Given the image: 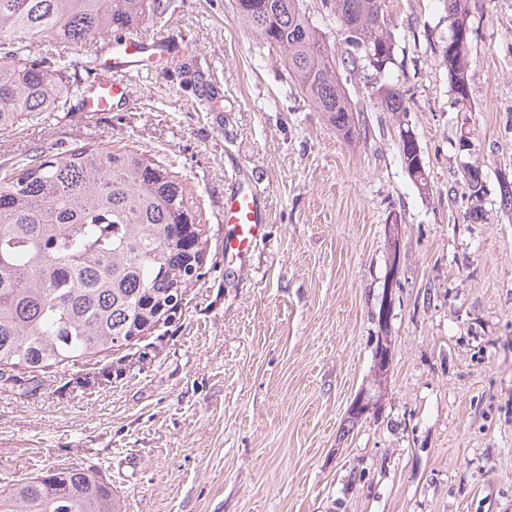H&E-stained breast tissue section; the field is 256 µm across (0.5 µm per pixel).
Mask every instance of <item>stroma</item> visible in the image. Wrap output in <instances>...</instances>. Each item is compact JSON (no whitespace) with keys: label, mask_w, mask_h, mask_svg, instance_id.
Masks as SVG:
<instances>
[{"label":"stroma","mask_w":512,"mask_h":512,"mask_svg":"<svg viewBox=\"0 0 512 512\" xmlns=\"http://www.w3.org/2000/svg\"><path fill=\"white\" fill-rule=\"evenodd\" d=\"M163 2L143 34H168L221 99L151 63L116 111L85 116L73 93L0 135V164L83 145L164 161L205 231L202 275L172 319L128 346L0 384V490L78 465L125 512H512V212L499 195L512 182V0H467L479 28L464 106L440 63L442 0H388L392 63L341 75L352 143L232 0ZM385 83L405 91L407 114L383 110ZM402 125L428 191L402 163ZM469 165L484 178L478 203L461 184ZM240 168L268 199L269 238L230 260L224 190ZM368 389L376 405L346 430Z\"/></svg>","instance_id":"35a3bbf8"}]
</instances>
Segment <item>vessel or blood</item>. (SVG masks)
Segmentation results:
<instances>
[{"label":"vessel or blood","instance_id":"b4317fda","mask_svg":"<svg viewBox=\"0 0 512 512\" xmlns=\"http://www.w3.org/2000/svg\"><path fill=\"white\" fill-rule=\"evenodd\" d=\"M168 43L162 32L146 36L132 31L113 39L99 56V75L85 92L84 112H109L115 104L129 99L130 74L144 61L161 57ZM224 222L229 228L224 238L225 254L243 256L265 244L269 219L263 192L246 181L235 180L224 196Z\"/></svg>","mask_w":512,"mask_h":512}]
</instances>
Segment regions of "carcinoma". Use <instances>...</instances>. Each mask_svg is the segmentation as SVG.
<instances>
[{"instance_id": "1", "label": "carcinoma", "mask_w": 512, "mask_h": 512, "mask_svg": "<svg viewBox=\"0 0 512 512\" xmlns=\"http://www.w3.org/2000/svg\"><path fill=\"white\" fill-rule=\"evenodd\" d=\"M262 47L286 56L302 96L343 139L357 138L339 68L361 58L378 73L393 59L385 0H323L352 47L336 59L306 16L303 0H233ZM451 35L441 64L469 102L468 50L452 51L475 32L463 0H445ZM163 14L160 0H0V132L39 123L64 107L73 81L70 51L96 48ZM388 112H407L395 84L377 89ZM409 176L428 190L424 160L409 128L399 129ZM469 197L484 194L468 169ZM203 230L170 165L135 149L79 147L37 153L0 176V379L32 374L128 344L180 308L200 276ZM0 512H122L112 487L92 472L59 467L0 490Z\"/></svg>"}]
</instances>
